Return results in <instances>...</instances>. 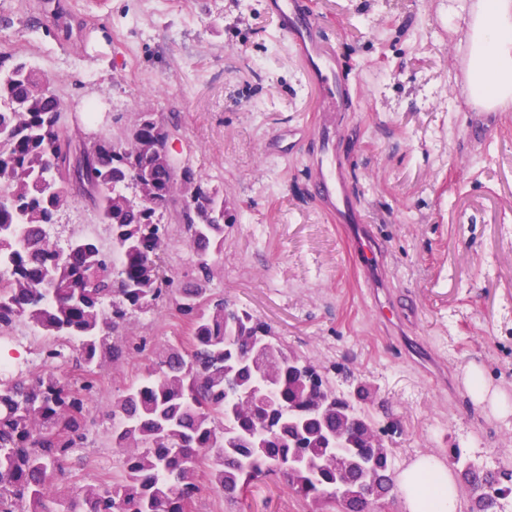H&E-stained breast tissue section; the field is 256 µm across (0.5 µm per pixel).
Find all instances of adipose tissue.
I'll use <instances>...</instances> for the list:
<instances>
[{"label": "adipose tissue", "instance_id": "adipose-tissue-1", "mask_svg": "<svg viewBox=\"0 0 512 512\" xmlns=\"http://www.w3.org/2000/svg\"><path fill=\"white\" fill-rule=\"evenodd\" d=\"M467 38L468 96L494 111L512 101V0H475ZM398 491L403 512H458L456 481L434 457L412 459L399 475Z\"/></svg>", "mask_w": 512, "mask_h": 512}]
</instances>
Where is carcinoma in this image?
<instances>
[{
  "instance_id": "obj_1",
  "label": "carcinoma",
  "mask_w": 512,
  "mask_h": 512,
  "mask_svg": "<svg viewBox=\"0 0 512 512\" xmlns=\"http://www.w3.org/2000/svg\"><path fill=\"white\" fill-rule=\"evenodd\" d=\"M178 125L137 112L120 135H100L71 163L76 133L40 71L0 56V333L17 322L53 341L45 362L77 352L75 378L51 369L0 379V512H51L55 481L87 439V407L99 392L95 368L146 359L145 373L112 402V447L120 474L76 493L68 512H191L205 472L213 491L235 500L277 472L313 512H371L395 487L391 451L370 413L347 402L310 363L274 341L270 326L212 297L210 259L232 224L224 194L170 157ZM87 185V200L112 247L77 236L51 252L46 226ZM168 217L185 226L200 276L166 274L160 253ZM167 307L191 327L188 346L151 357L143 340L121 337L133 314ZM259 338L270 348L256 355ZM473 495L470 512H505L512 471L454 459Z\"/></svg>"
}]
</instances>
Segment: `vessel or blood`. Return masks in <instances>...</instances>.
I'll return each instance as SVG.
<instances>
[{"label": "vessel or blood", "instance_id": "vessel-or-blood-1", "mask_svg": "<svg viewBox=\"0 0 512 512\" xmlns=\"http://www.w3.org/2000/svg\"><path fill=\"white\" fill-rule=\"evenodd\" d=\"M268 6L278 17L282 35L301 57L312 86L322 96L323 112L318 122L320 150L310 162L313 192L340 223H356L354 189L346 175L345 158L338 148L337 115L345 111L352 98L349 81L333 47L319 38L321 25L308 0H269ZM352 244L362 268L371 270L378 266L381 248L364 232L354 233Z\"/></svg>", "mask_w": 512, "mask_h": 512}]
</instances>
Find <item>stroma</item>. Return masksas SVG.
<instances>
[{
    "mask_svg": "<svg viewBox=\"0 0 512 512\" xmlns=\"http://www.w3.org/2000/svg\"><path fill=\"white\" fill-rule=\"evenodd\" d=\"M474 2L312 0L353 88L339 149L360 222L388 255L370 274L309 192L319 94L266 0H0V54L50 80L79 139L142 110L178 124L183 158L223 188L236 218L211 263L212 293L269 324L337 392L370 385L366 409L395 471L459 453L507 471L512 417L472 404L462 382L480 367L512 401V103L483 112L462 90ZM272 138L280 155L265 152ZM54 230L109 240L78 199ZM383 290L413 301V326L386 324L373 298ZM126 330L157 352L190 337L166 310L136 315ZM142 369L98 367L88 443L58 502L119 468L108 411ZM199 483L195 512H309L275 477L232 503Z\"/></svg>",
    "mask_w": 512,
    "mask_h": 512,
    "instance_id": "stroma-1",
    "label": "stroma"
}]
</instances>
